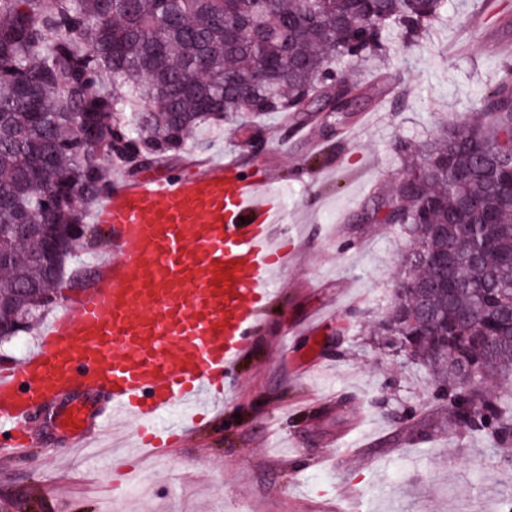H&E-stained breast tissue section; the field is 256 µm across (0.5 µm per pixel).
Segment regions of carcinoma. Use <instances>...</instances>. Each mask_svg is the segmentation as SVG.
Listing matches in <instances>:
<instances>
[{
  "label": "carcinoma",
  "mask_w": 512,
  "mask_h": 512,
  "mask_svg": "<svg viewBox=\"0 0 512 512\" xmlns=\"http://www.w3.org/2000/svg\"><path fill=\"white\" fill-rule=\"evenodd\" d=\"M448 0H0V321L31 330L61 299L47 231L84 224L112 167L153 169L194 131L352 110L359 69L410 46ZM398 150L404 181L366 211L409 235L381 326L424 365L448 418L512 445V75L479 112ZM470 368L467 377L462 368Z\"/></svg>",
  "instance_id": "obj_1"
}]
</instances>
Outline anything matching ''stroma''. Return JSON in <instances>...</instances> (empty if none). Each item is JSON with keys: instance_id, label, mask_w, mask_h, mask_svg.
I'll return each instance as SVG.
<instances>
[{"instance_id": "1", "label": "stroma", "mask_w": 512, "mask_h": 512, "mask_svg": "<svg viewBox=\"0 0 512 512\" xmlns=\"http://www.w3.org/2000/svg\"><path fill=\"white\" fill-rule=\"evenodd\" d=\"M512 56V0H448L447 15L416 48L392 34L381 70L364 71L367 98L343 120L295 129L264 119L255 155L237 127L198 131L203 144L172 171L235 161L251 176L288 187V250L294 258L278 301L262 315L238 385L223 411L206 416L163 460L135 456L127 475L104 456L68 459L58 408L32 415L36 447L0 456V503L40 512H336L341 491L360 512H499L512 489L492 441L459 429L436 399L428 372L376 331L395 300L407 237L359 219L404 174L398 144L418 145L436 127L476 110ZM59 283L87 287L90 256H104L106 231L87 234ZM338 445V464L321 459Z\"/></svg>"}]
</instances>
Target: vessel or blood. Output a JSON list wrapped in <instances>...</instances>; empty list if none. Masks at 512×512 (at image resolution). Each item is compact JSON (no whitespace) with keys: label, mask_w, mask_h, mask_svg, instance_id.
Masks as SVG:
<instances>
[{"label":"vessel or blood","mask_w":512,"mask_h":512,"mask_svg":"<svg viewBox=\"0 0 512 512\" xmlns=\"http://www.w3.org/2000/svg\"><path fill=\"white\" fill-rule=\"evenodd\" d=\"M283 209L277 188L233 164L113 182L92 216L108 233L94 282L21 363L0 366V428L12 434L0 455L30 441L34 409L65 397L70 447L124 416L155 452L178 428L168 412L233 387L274 277L292 263L278 240Z\"/></svg>","instance_id":"b4317fda"}]
</instances>
